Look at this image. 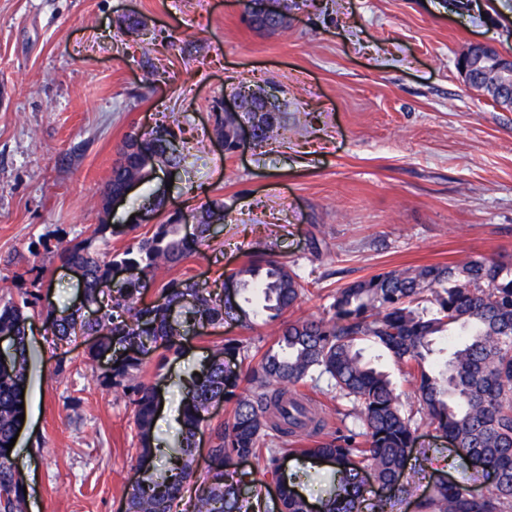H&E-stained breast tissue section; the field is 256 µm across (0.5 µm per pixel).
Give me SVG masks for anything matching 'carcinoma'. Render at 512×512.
<instances>
[{"mask_svg": "<svg viewBox=\"0 0 512 512\" xmlns=\"http://www.w3.org/2000/svg\"><path fill=\"white\" fill-rule=\"evenodd\" d=\"M264 0H242L250 27L275 31L288 24V0H273L278 11L268 18ZM242 105L255 115L262 103L248 86L233 90ZM282 113L266 112L255 126L258 144L279 133ZM236 121L216 114L214 132L232 153ZM121 161L112 168L108 194L118 195L129 182L140 185L156 179L157 172L178 173L186 155L175 131L158 126L128 136L120 147ZM224 203L214 201L197 219V233L182 234L184 218L154 225L150 237L109 258L93 254L82 244L62 248L64 260L83 269V296L100 312L90 323L75 318L51 323L52 331L66 338L76 329L101 335L94 359L117 350L112 383L132 380L137 437L138 482L127 496L126 512H171L184 484L196 478L195 438L209 406L221 399L235 400L233 415L215 431L210 461L196 496L194 512H270L254 493L245 495L240 481L229 479L235 457L246 454L263 459L265 482L280 491L276 512H308L306 499L293 492L281 472L289 456L332 458L336 484L321 499V512H394L399 495L409 492L424 469L407 472L414 452L415 431L429 424L443 433L458 455L476 457L482 470L496 476L483 499L475 500L465 482L442 478L417 501V512H512V271L499 255H476L462 263L422 265L373 274L336 290L326 315L284 321L275 345L239 373L224 369V358L249 349L245 339L227 338L213 346L208 365L191 377L172 441L154 444L159 409L156 386L141 376L143 360L157 347L177 352L183 336L202 324H216L224 315L236 317L245 329L253 328L254 312L212 293L191 278L176 277L162 287L163 305L141 303L147 281L155 276L158 261L175 268L184 263L210 236L212 226L224 223ZM115 267L131 268L137 276L103 300L97 284ZM265 276V308L276 315L297 306L305 288L288 265L264 253L239 269L234 277L240 290ZM432 295L436 312H419V303ZM23 304L0 308V334L12 336L9 362L0 363V512H24L25 494L16 477L6 444L23 426L19 415L29 367ZM459 336L445 360L436 341ZM361 341L378 345L404 372L418 407L406 405L388 376L365 361L356 346ZM326 379L351 409L350 424L328 432V420L299 387ZM167 459L158 470L157 456ZM368 470L377 489L366 496L360 474Z\"/></svg>", "mask_w": 512, "mask_h": 512, "instance_id": "1", "label": "carcinoma"}]
</instances>
